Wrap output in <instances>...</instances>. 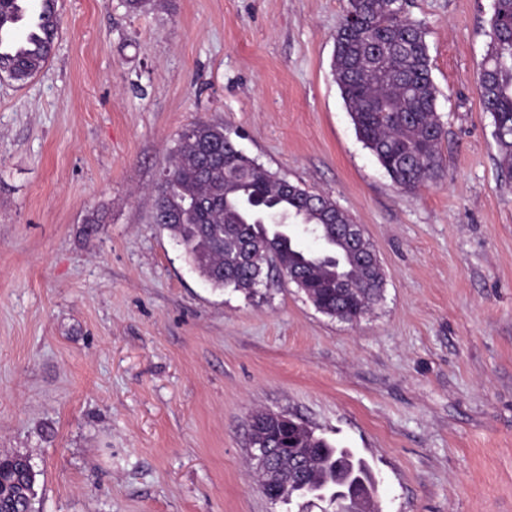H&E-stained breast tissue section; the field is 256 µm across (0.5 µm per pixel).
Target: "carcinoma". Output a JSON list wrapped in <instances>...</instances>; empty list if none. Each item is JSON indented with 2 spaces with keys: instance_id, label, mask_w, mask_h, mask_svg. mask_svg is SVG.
Instances as JSON below:
<instances>
[{
  "instance_id": "cac0c4a2",
  "label": "carcinoma",
  "mask_w": 512,
  "mask_h": 512,
  "mask_svg": "<svg viewBox=\"0 0 512 512\" xmlns=\"http://www.w3.org/2000/svg\"><path fill=\"white\" fill-rule=\"evenodd\" d=\"M43 33L13 58L0 55V74L24 83L55 48L56 0H42ZM406 0H347L336 33L333 75L355 132L393 185L412 193L442 172L443 126L423 26L406 13ZM489 41L478 84L483 111L494 125L501 177L512 182V0H492ZM160 183L155 223L183 248L214 288L247 294L263 283L264 268L297 273V288L322 313L355 322L381 298L384 275L373 245L342 234L352 218L334 200L281 177L237 148L224 125L199 122L180 136ZM320 244L313 251L300 235ZM249 427L271 448L301 449L285 464L295 471L293 496L336 486L354 488L359 512H379L366 464L302 423L257 412ZM36 473L21 454L0 457V512H34Z\"/></svg>"
}]
</instances>
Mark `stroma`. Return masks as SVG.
Masks as SVG:
<instances>
[{
    "mask_svg": "<svg viewBox=\"0 0 512 512\" xmlns=\"http://www.w3.org/2000/svg\"><path fill=\"white\" fill-rule=\"evenodd\" d=\"M491 6L408 0L444 176L406 193L332 74L346 0H57L47 65L0 76V455L30 457L39 512H324L256 489L259 410L351 449L382 512H512V182L476 76ZM196 121L362 226L385 284L358 322L274 271L251 296L212 288L153 223Z\"/></svg>",
    "mask_w": 512,
    "mask_h": 512,
    "instance_id": "35a3bbf8",
    "label": "stroma"
}]
</instances>
